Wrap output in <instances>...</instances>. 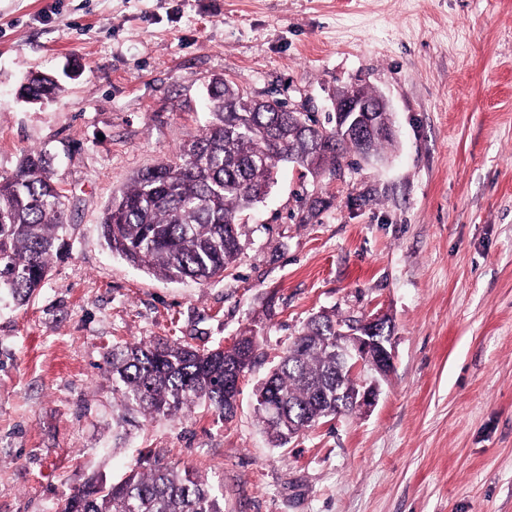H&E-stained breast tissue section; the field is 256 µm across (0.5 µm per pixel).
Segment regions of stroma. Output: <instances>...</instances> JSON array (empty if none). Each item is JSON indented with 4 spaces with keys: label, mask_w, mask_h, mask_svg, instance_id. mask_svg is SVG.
Here are the masks:
<instances>
[{
    "label": "stroma",
    "mask_w": 512,
    "mask_h": 512,
    "mask_svg": "<svg viewBox=\"0 0 512 512\" xmlns=\"http://www.w3.org/2000/svg\"><path fill=\"white\" fill-rule=\"evenodd\" d=\"M37 72L58 90L29 103ZM219 77L320 117L363 86L395 138L317 177L280 165L223 279L171 282L101 221L201 133ZM40 150L70 250L28 304L0 296V512H62L145 454L223 477L224 512H512V0H0V176ZM323 311L387 313L392 373L369 413L272 447L255 389ZM249 331L230 418L143 417L104 370L116 342Z\"/></svg>",
    "instance_id": "1"
}]
</instances>
